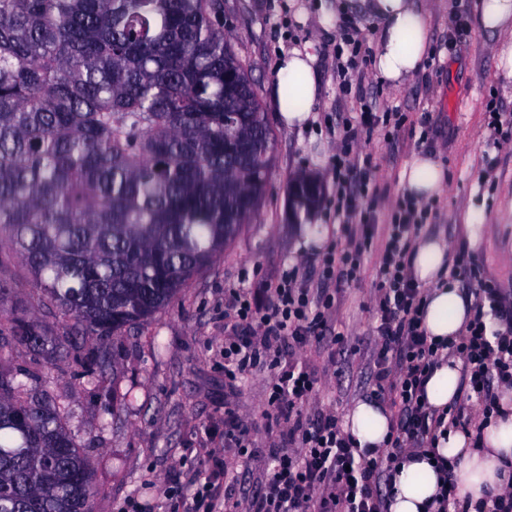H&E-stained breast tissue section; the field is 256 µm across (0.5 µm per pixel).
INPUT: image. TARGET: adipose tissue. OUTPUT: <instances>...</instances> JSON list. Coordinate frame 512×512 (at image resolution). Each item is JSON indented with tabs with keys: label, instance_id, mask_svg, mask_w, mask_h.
Returning a JSON list of instances; mask_svg holds the SVG:
<instances>
[{
	"label": "adipose tissue",
	"instance_id": "ef3b65f1",
	"mask_svg": "<svg viewBox=\"0 0 512 512\" xmlns=\"http://www.w3.org/2000/svg\"><path fill=\"white\" fill-rule=\"evenodd\" d=\"M343 8L373 22L377 32L373 63L383 81L397 86L417 72L429 42L424 14L415 0H345ZM315 61V54L305 47L282 53L277 63L272 96L278 118L288 128L306 126L320 96ZM445 182L443 165L427 153L414 155L403 174L405 190L417 200L434 197ZM448 264V243L440 237H419L409 253V275L425 290L422 327L430 338L446 343L462 336L474 306L472 297L449 278ZM460 396V364L444 358L426 381V402L442 411ZM500 405L503 414L489 419L483 429V451L471 449L464 432L450 429L437 435L436 454L454 464L450 478H442L428 460L404 459L393 481L388 512H430V504L448 481L457 497L470 499V512H490L493 496L512 484V474L504 468L505 462H512V389L502 392ZM344 426L359 447L388 446L390 413L374 399L354 402Z\"/></svg>",
	"mask_w": 512,
	"mask_h": 512
}]
</instances>
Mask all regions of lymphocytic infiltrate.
Here are the masks:
<instances>
[{
    "mask_svg": "<svg viewBox=\"0 0 512 512\" xmlns=\"http://www.w3.org/2000/svg\"><path fill=\"white\" fill-rule=\"evenodd\" d=\"M368 55L366 38L350 20H343L334 50L336 81L343 92L352 89L350 69ZM390 120L387 114L379 118L363 112L337 132L336 221L341 239L325 256L322 286L308 287L287 274L277 283L234 293L227 300L224 377L233 383L239 375L265 367L270 374L267 413L283 428L282 443L270 444L267 450L260 483L253 492L234 498L221 493L216 472H208L194 489L176 493L174 512H387L390 475L399 454L431 447L440 429L466 427L467 406H476L483 418L492 417L497 387L512 386V300L482 277L469 253L461 250L453 271L474 283L476 312L447 351L462 363L466 398L441 414L427 406L425 381L441 351L421 327L423 293L408 275L405 258L428 210L401 198L382 229L373 298L379 323L369 362L373 395L395 409L390 450L382 455L359 448L335 413L319 414L312 422L304 415L318 379L305 362H283V348L301 351L329 338L337 344L343 341L330 333L336 295L329 285L357 276L376 229L351 189L353 173L367 172L369 166L354 145L376 122ZM489 314L499 322L496 329L486 325Z\"/></svg>",
    "mask_w": 512,
    "mask_h": 512,
    "instance_id": "f902f5d3",
    "label": "lymphocytic infiltrate"
}]
</instances>
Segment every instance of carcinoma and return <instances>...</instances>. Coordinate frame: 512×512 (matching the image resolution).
<instances>
[{"label": "carcinoma", "mask_w": 512, "mask_h": 512, "mask_svg": "<svg viewBox=\"0 0 512 512\" xmlns=\"http://www.w3.org/2000/svg\"><path fill=\"white\" fill-rule=\"evenodd\" d=\"M219 9L0 0V269H28L68 348L151 317L258 206L270 137ZM45 342L16 318L0 350ZM19 376L0 369V512H89L90 459Z\"/></svg>", "instance_id": "cac0c4a2"}]
</instances>
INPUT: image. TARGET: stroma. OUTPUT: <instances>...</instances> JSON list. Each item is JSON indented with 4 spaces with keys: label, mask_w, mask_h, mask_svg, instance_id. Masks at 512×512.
Here are the masks:
<instances>
[{
    "label": "stroma",
    "mask_w": 512,
    "mask_h": 512,
    "mask_svg": "<svg viewBox=\"0 0 512 512\" xmlns=\"http://www.w3.org/2000/svg\"><path fill=\"white\" fill-rule=\"evenodd\" d=\"M481 0H424L431 52L404 84L383 82L366 67L358 82L360 98L344 96L327 55L342 13L339 0H220L218 23L238 57L247 65L265 115L272 152L268 177L251 220L207 267L195 274L166 306L119 335L84 337L85 352L104 350V381L76 361L61 358L56 347L65 325L33 285L30 272L11 263L0 273L11 291L0 299V321L26 314L38 317L48 342L40 352L14 345L0 352V364L20 369L25 382L47 389L64 407L66 426L94 467L93 512H116L130 497L149 500L154 512H170L166 485L187 484L206 465L205 449L224 451L229 469L233 452L224 449V409L232 407L250 430L256 455L248 485L262 475L270 444L266 415L269 373L257 368L237 384L224 385V295L249 291L294 270L317 284L323 255L340 237L331 200L336 184L333 131L362 105L374 112H395L401 128L375 126L362 135L357 150L369 158L374 197L362 200L376 224L404 196L403 171L413 155H434L448 182L429 200L433 217L418 235L439 234L450 252L465 250L512 297V139L500 148L489 141L487 105L512 113V80L497 71L502 37L483 33L477 23ZM465 9L467 26L453 32L452 18ZM314 44L320 98L310 124L290 129L274 109L271 83L281 52ZM430 133L421 138V115ZM307 175L323 185L313 222L320 245L308 243L288 217L291 180ZM377 248L367 249L357 279L341 283L332 314L342 344L313 352L318 391L309 413L345 415L356 400L368 397L367 350L377 325L372 299Z\"/></svg>",
    "instance_id": "stroma-1"
}]
</instances>
